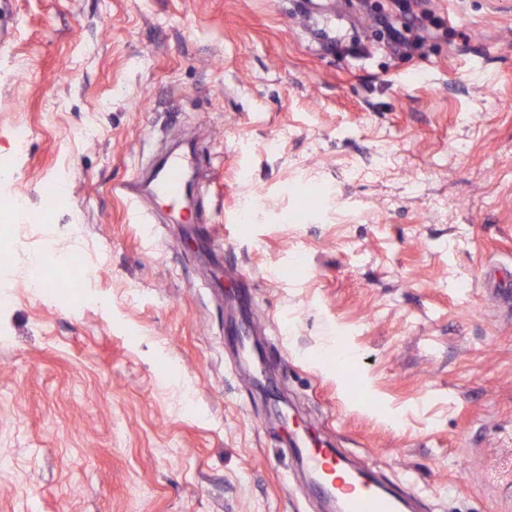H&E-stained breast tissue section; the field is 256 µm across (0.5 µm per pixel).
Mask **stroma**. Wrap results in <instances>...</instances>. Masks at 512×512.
I'll list each match as a JSON object with an SVG mask.
<instances>
[{
  "mask_svg": "<svg viewBox=\"0 0 512 512\" xmlns=\"http://www.w3.org/2000/svg\"><path fill=\"white\" fill-rule=\"evenodd\" d=\"M296 2L0 13V197L28 204L0 272V512H325L308 434L414 512H512V0H428L443 30L412 52L382 0ZM177 140L206 239L162 203L145 237L117 191ZM72 250L83 287H28L32 255Z\"/></svg>",
  "mask_w": 512,
  "mask_h": 512,
  "instance_id": "stroma-1",
  "label": "stroma"
}]
</instances>
